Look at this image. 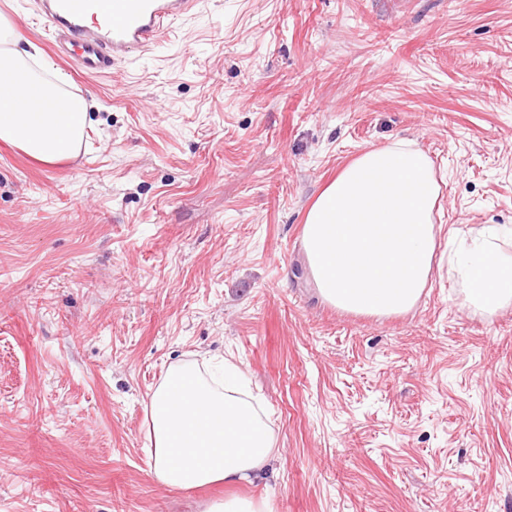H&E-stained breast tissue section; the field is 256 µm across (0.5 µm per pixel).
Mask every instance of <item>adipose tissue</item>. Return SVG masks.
I'll return each instance as SVG.
<instances>
[{
  "label": "adipose tissue",
  "mask_w": 512,
  "mask_h": 512,
  "mask_svg": "<svg viewBox=\"0 0 512 512\" xmlns=\"http://www.w3.org/2000/svg\"><path fill=\"white\" fill-rule=\"evenodd\" d=\"M0 14V141L53 164L76 157L90 104L68 91L39 52L22 45ZM440 196L430 157L399 140L362 152L317 196L306 215L303 248L321 298L356 314L412 310L433 270L434 210ZM468 301L494 311L512 305V253L486 240L448 258ZM243 374L225 363L216 389L186 363L172 368L151 394V466L164 487L178 490L264 477L275 435L244 397Z\"/></svg>",
  "instance_id": "1"
}]
</instances>
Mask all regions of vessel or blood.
<instances>
[{"label":"vessel or blood","mask_w":512,"mask_h":512,"mask_svg":"<svg viewBox=\"0 0 512 512\" xmlns=\"http://www.w3.org/2000/svg\"><path fill=\"white\" fill-rule=\"evenodd\" d=\"M203 0H37L50 47L87 74L111 71L115 61L166 39L176 24L199 12ZM106 17L88 26V16Z\"/></svg>","instance_id":"vessel-or-blood-1"}]
</instances>
